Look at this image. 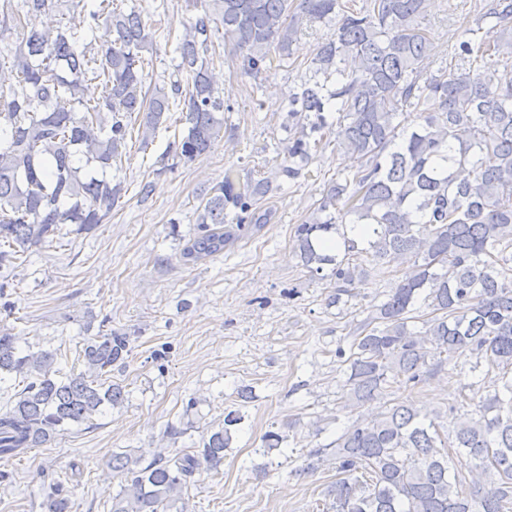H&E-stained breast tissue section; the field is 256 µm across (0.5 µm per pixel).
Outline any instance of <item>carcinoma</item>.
<instances>
[{"instance_id": "obj_1", "label": "carcinoma", "mask_w": 512, "mask_h": 512, "mask_svg": "<svg viewBox=\"0 0 512 512\" xmlns=\"http://www.w3.org/2000/svg\"><path fill=\"white\" fill-rule=\"evenodd\" d=\"M429 0H203V14L185 27L174 52L177 74L190 78L145 86L153 65V33L135 7L116 0H0V290L21 253L53 242L61 225L77 231L103 223L120 197L112 169L121 168L132 115H141L142 142L183 98L185 134L166 155L192 161L224 137L221 78L210 51L224 46L254 77L272 54L291 55L303 21H336L318 46L311 75L288 95L286 157L275 176L294 180L311 151L334 132L359 159L328 183L317 208L296 227L297 256L323 274L340 303L386 259L408 263L386 299L373 306L349 350L345 405L359 408L394 383L419 384L459 357L499 370L502 389L478 401L476 418L453 430L440 414L412 402L360 416L311 455L330 453L341 478L331 489L332 512H512V0H485L475 25L452 44L466 62L433 73V43L422 27ZM47 10L66 23L40 29ZM112 41L97 43L100 24ZM101 93L89 98L86 85ZM416 110L408 127L400 109ZM269 177L224 181L200 201L197 232L183 258L217 257L248 227L267 224L260 201ZM232 222L224 226L226 209ZM330 272L323 273L324 266ZM432 317L420 330L408 322L416 304ZM129 337L98 333L79 356L85 370L62 372L55 354L24 351L0 330V381L23 378V389L0 411V459L37 448L72 424L88 423L124 401L109 381L124 363ZM234 411L203 446L148 463L131 452L112 454L123 481L110 512H166L200 470H218ZM467 458L448 465V449ZM44 512H68L61 490L46 494Z\"/></svg>"}]
</instances>
